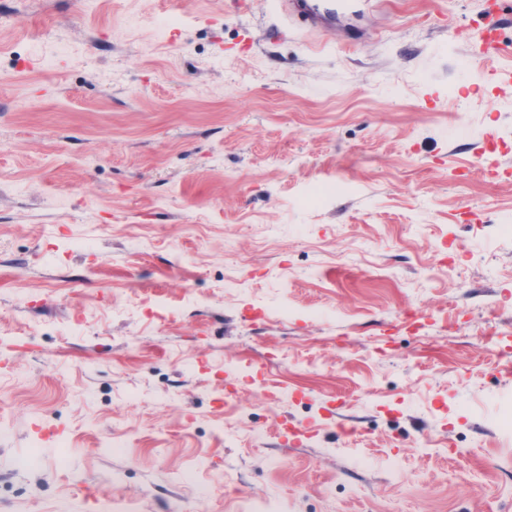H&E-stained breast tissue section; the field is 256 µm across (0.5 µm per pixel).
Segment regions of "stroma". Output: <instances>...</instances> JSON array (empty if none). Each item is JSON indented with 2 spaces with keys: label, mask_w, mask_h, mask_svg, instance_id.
<instances>
[{
  "label": "stroma",
  "mask_w": 512,
  "mask_h": 512,
  "mask_svg": "<svg viewBox=\"0 0 512 512\" xmlns=\"http://www.w3.org/2000/svg\"><path fill=\"white\" fill-rule=\"evenodd\" d=\"M240 2L0 0V512H512V22ZM503 20L501 8L484 14L481 38L482 54L485 59L497 55L503 48L499 41V30Z\"/></svg>",
  "instance_id": "35a3bbf8"
}]
</instances>
